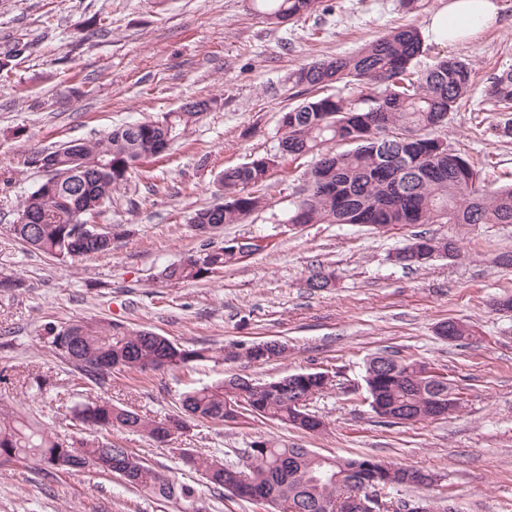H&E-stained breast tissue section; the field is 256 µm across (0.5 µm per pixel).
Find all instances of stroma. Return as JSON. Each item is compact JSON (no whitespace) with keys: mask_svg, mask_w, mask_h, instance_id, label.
I'll return each instance as SVG.
<instances>
[{"mask_svg":"<svg viewBox=\"0 0 512 512\" xmlns=\"http://www.w3.org/2000/svg\"><path fill=\"white\" fill-rule=\"evenodd\" d=\"M448 0H329L331 9L274 24L252 0H0V43L21 39L31 48L0 77V276L25 286L0 292V406L33 413L49 433L72 435L70 408L102 397L149 418L174 413L191 388L239 374L256 380L306 370L334 373L336 384L314 401L326 426L317 435L255 419L241 425L192 423L160 445L139 433L118 440L177 480L199 475L183 465L181 449L236 456L258 438H276L325 456H371L437 474V485L403 487L406 507L429 499L435 512H512V313L494 309L512 295V269L498 266L512 248V224L399 225L377 230L355 224L285 221L311 158L274 174L266 205L243 223L227 224L218 240L265 236L272 244L243 263L196 283L168 286L161 268L196 252L200 240L187 222L216 201L225 166L278 152L279 114L288 106V73L315 59L344 57L401 25L425 28ZM496 23L465 44L426 40L417 62L424 70L448 56L467 59L477 75L442 134L478 163L485 184L512 182V140L498 130L507 120L486 99V77L512 69V0H499ZM107 18L104 29L75 38V21ZM216 99L185 140L133 173L125 192L96 221L121 224L112 251L63 262L24 250L11 233L20 200L41 180L27 164L37 149L104 133L113 126L159 119L193 99ZM453 237L459 258L418 270L391 255L416 232ZM324 268L334 287L312 291L307 280ZM144 327L173 342L214 348L230 342L279 340L284 358L261 366L199 362L167 372H113L106 389L72 392L69 367L44 346L45 323L77 318ZM467 323L468 342L435 331L446 320ZM390 350L419 359L447 376L461 407L437 421L386 425L371 411L363 381L372 354ZM52 381L43 393L23 378ZM92 469L58 480L36 465H0V512H181Z\"/></svg>","mask_w":512,"mask_h":512,"instance_id":"35a3bbf8","label":"stroma"}]
</instances>
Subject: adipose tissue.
I'll list each match as a JSON object with an SVG mask.
<instances>
[{"instance_id": "obj_1", "label": "adipose tissue", "mask_w": 512, "mask_h": 512, "mask_svg": "<svg viewBox=\"0 0 512 512\" xmlns=\"http://www.w3.org/2000/svg\"><path fill=\"white\" fill-rule=\"evenodd\" d=\"M499 7L495 0H448L427 21L434 40L454 46L492 24Z\"/></svg>"}]
</instances>
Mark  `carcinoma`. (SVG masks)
I'll return each mask as SVG.
<instances>
[{
	"instance_id": "carcinoma-1",
	"label": "carcinoma",
	"mask_w": 512,
	"mask_h": 512,
	"mask_svg": "<svg viewBox=\"0 0 512 512\" xmlns=\"http://www.w3.org/2000/svg\"><path fill=\"white\" fill-rule=\"evenodd\" d=\"M322 0H257L260 13L279 23L319 11ZM29 44L13 40L0 45V70H9ZM423 38L414 26L397 28L366 44L356 53L314 60L288 73L289 98L298 102L280 112L279 153L224 168L218 180L220 202L196 210L189 218L200 250L164 266L161 282L179 285L199 282L209 272L240 263L230 246L219 245L210 233L225 224H240L265 207L259 191L274 170L302 156L314 163L298 190L290 224H369L388 228L408 224H512V184L491 189L477 166L453 149L437 131L470 92L475 73L458 56L438 60L419 71ZM351 86L350 99L331 89ZM484 96L512 109V69L485 79ZM194 101L161 120L127 122L105 135L71 141L35 152L28 163L44 173L39 186L19 204L13 234L23 244L55 260L76 261L112 252L107 237L89 240L78 234L93 215L112 202V193L126 188L134 171L165 144L185 138L204 111ZM349 149L335 152L332 146ZM459 247L451 237L416 234L394 255L404 269L425 268ZM334 275L319 270L307 279L308 288L332 287ZM50 351L70 366L73 387L102 389L112 371H164L196 362L263 365L283 352L270 341L229 343L222 349L185 347L147 329L112 320L75 319L47 323L42 333ZM423 362L399 358L386 351L366 363L364 382L371 411L395 424L406 415L415 422L447 417L435 406L448 382L426 381ZM333 383L323 371H304L288 377L253 380L227 377L186 392L180 411L164 419L147 418L109 401L77 405L73 414L81 436L59 440L31 416L0 408V464L33 463L59 479L77 469H93L118 477L155 500H180L183 512H202L198 488L148 465L118 442L114 432H140L165 443L170 429L190 428L192 422L234 423L241 409L247 417L277 421L308 434L325 423L309 402ZM307 397L297 406L295 391ZM251 467L238 472L239 461L200 456L182 449L184 463L199 472L209 491L229 493L284 512H346L345 505L375 480L391 492L400 486L428 487L430 472L398 466L374 457H324L308 448L286 445L275 438L250 442ZM240 473L233 481L231 476Z\"/></svg>"
}]
</instances>
